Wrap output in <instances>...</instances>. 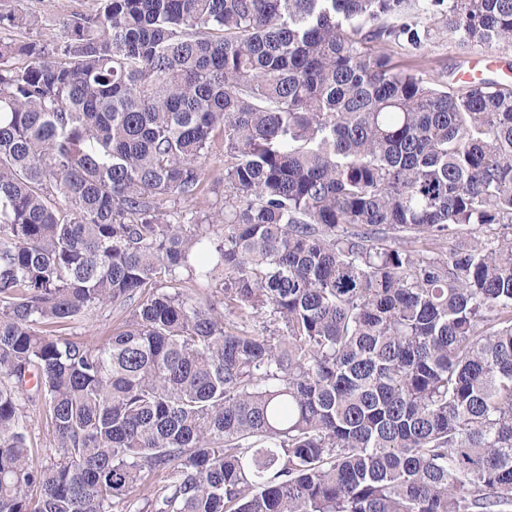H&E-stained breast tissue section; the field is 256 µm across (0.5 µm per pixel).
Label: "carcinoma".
<instances>
[{"label": "carcinoma", "instance_id": "1", "mask_svg": "<svg viewBox=\"0 0 512 512\" xmlns=\"http://www.w3.org/2000/svg\"><path fill=\"white\" fill-rule=\"evenodd\" d=\"M420 2L512 48V0ZM409 6L98 0L0 37V512L158 472L142 512H509L512 87L396 64ZM217 139L231 194L189 218ZM103 304L104 343L65 332ZM27 414L29 416L28 430L31 446L32 448H38L31 458L32 465L36 467L41 465L48 455L54 454L57 441L41 407L37 404H30L27 407Z\"/></svg>", "mask_w": 512, "mask_h": 512}]
</instances>
